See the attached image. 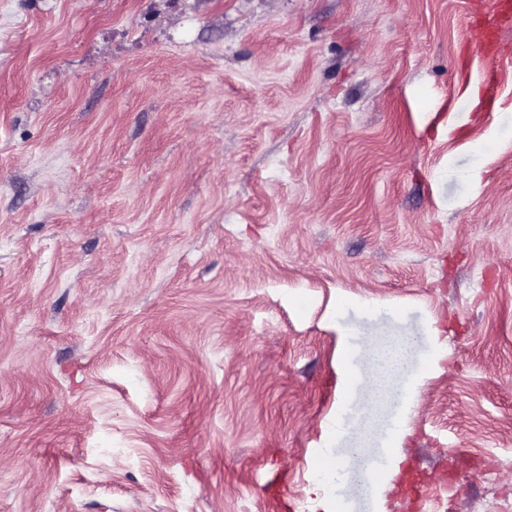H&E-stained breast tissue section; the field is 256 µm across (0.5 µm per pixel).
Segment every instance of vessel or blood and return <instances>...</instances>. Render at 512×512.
Wrapping results in <instances>:
<instances>
[{
    "mask_svg": "<svg viewBox=\"0 0 512 512\" xmlns=\"http://www.w3.org/2000/svg\"><path fill=\"white\" fill-rule=\"evenodd\" d=\"M512 27V0H473L468 13L467 42L480 66L494 67L502 32Z\"/></svg>",
    "mask_w": 512,
    "mask_h": 512,
    "instance_id": "obj_1",
    "label": "vessel or blood"
}]
</instances>
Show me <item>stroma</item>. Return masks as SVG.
<instances>
[{
	"mask_svg": "<svg viewBox=\"0 0 512 512\" xmlns=\"http://www.w3.org/2000/svg\"><path fill=\"white\" fill-rule=\"evenodd\" d=\"M468 7L0 0V512H317L326 448L347 512L408 467L512 512V29L486 112ZM363 348L370 365L367 382L374 396L388 403L398 402L403 408L409 406L416 391L400 385L398 379L410 357L411 340L369 336L364 339Z\"/></svg>",
	"mask_w": 512,
	"mask_h": 512,
	"instance_id": "stroma-1",
	"label": "stroma"
}]
</instances>
